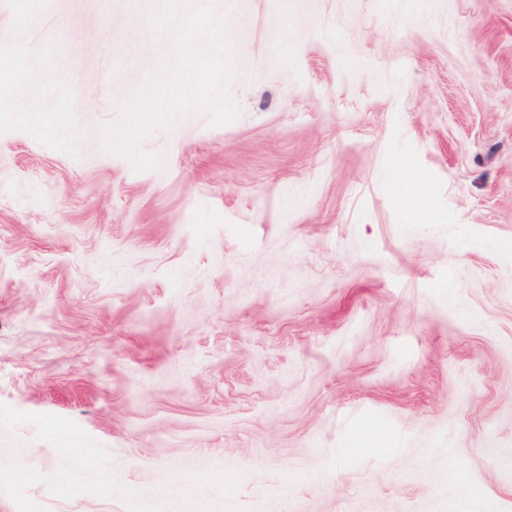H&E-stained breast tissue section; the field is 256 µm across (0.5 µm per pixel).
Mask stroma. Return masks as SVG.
Here are the masks:
<instances>
[{
  "mask_svg": "<svg viewBox=\"0 0 512 512\" xmlns=\"http://www.w3.org/2000/svg\"><path fill=\"white\" fill-rule=\"evenodd\" d=\"M220 5L137 173L146 0H0V512H512V0Z\"/></svg>",
  "mask_w": 512,
  "mask_h": 512,
  "instance_id": "1",
  "label": "stroma"
}]
</instances>
